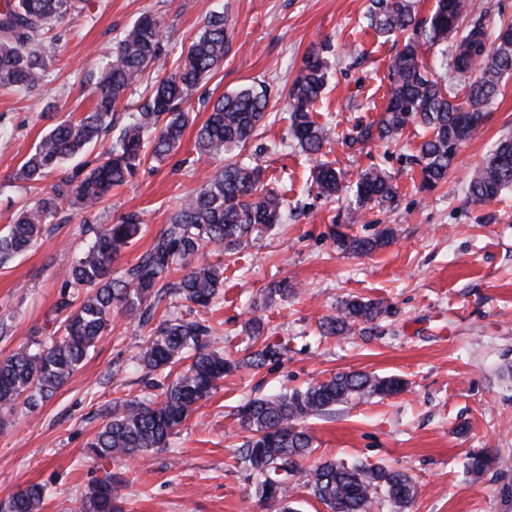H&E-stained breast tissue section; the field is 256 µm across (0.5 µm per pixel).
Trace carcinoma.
<instances>
[{
  "label": "carcinoma",
  "instance_id": "cac0c4a2",
  "mask_svg": "<svg viewBox=\"0 0 512 512\" xmlns=\"http://www.w3.org/2000/svg\"><path fill=\"white\" fill-rule=\"evenodd\" d=\"M75 8V0H0V87L34 90L45 77V59L39 36L45 26ZM472 9V0H437L426 20H417L412 0H369L367 27L383 37L403 41L392 65L393 85L383 115L351 138L364 144L385 140L417 123L431 131L419 148L423 185L432 188L448 178L457 151L484 123L500 92L501 79L512 74V23L502 26L495 38L482 28L459 34L460 21ZM228 16L217 10L206 13L200 34L181 48L176 70L155 86L152 94L132 114L131 121L92 162H84L31 207L18 211L0 234V264L37 245L46 225L64 207L89 210L113 188L131 182L151 155L164 159L181 146L190 113L181 104L190 99L224 60ZM159 24L143 15L123 34L113 56L95 76L96 106L77 120H60L45 133L13 175L30 184L64 167L96 146L112 130L115 104L150 66L159 51ZM459 35L452 54L441 52L448 73L467 81L468 95L462 102L448 99L442 84L424 60L426 51ZM329 64L322 51L313 49L288 94L289 130L306 153L315 155L331 142V129L314 120L316 102L324 94ZM269 91L264 85H247L216 99L206 121L198 127L195 147L200 154L219 155L246 147L266 117ZM317 194L326 198L355 197V212L382 205L396 194L392 178L371 168L348 185L341 171L321 163L313 173ZM512 189V137L501 140L468 184V196L478 204L494 202ZM283 198L267 188L258 164L230 161L211 175L201 189L179 205L170 224L143 252L137 262L116 276L112 263L142 231L137 214L118 224H109L94 234L88 248L64 275V287L84 291L75 305L61 303L66 311L49 339L14 350L0 358V425L20 404L36 406L50 399L80 368L98 339L112 326L115 312L145 326L154 316L151 297L157 286L165 294L206 309L224 284V267L191 265L206 246L235 251L254 233L281 223ZM334 243L350 255H364L387 246L392 231L381 229L358 237L333 231ZM189 267L177 282H167L176 266ZM392 314L379 301L356 297L340 301L333 314L318 324L322 336L350 334L366 324L378 332L380 321ZM212 327L203 318L163 317L143 340L136 361L145 375L172 369L189 360L162 390L146 399L127 400L115 406L89 443L98 461L110 462L169 447L170 440L195 406L211 396L224 375L242 368L259 369L281 357V347L268 341L261 319L250 322L253 349L235 361L214 348ZM407 381L377 377L361 371L340 372L333 377L287 389L272 397L249 398L240 405L236 420L251 433L241 454L255 493L264 501L283 502L295 489V476L328 512H374L387 502L405 512L417 493L412 478L400 470L341 460H317L305 465L314 452L311 436L302 423L332 407L355 400L387 397L405 390ZM501 464L488 452L467 458L469 474L479 478ZM47 487L32 483L0 501V512H41ZM78 512H117L112 494V472L102 469L79 502Z\"/></svg>",
  "mask_w": 512,
  "mask_h": 512
}]
</instances>
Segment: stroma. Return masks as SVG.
Here are the masks:
<instances>
[{
	"label": "stroma",
	"instance_id": "stroma-1",
	"mask_svg": "<svg viewBox=\"0 0 512 512\" xmlns=\"http://www.w3.org/2000/svg\"><path fill=\"white\" fill-rule=\"evenodd\" d=\"M368 0H81L78 11L55 22L42 42L45 79L31 93L0 89V232L22 205L34 204L58 182L55 171L38 183L12 175L47 132L40 112L53 104L55 120L77 119L95 103L91 74L112 58L124 31L141 15L157 19L161 53L118 103L127 121L149 97L156 79L170 75L182 46L201 31L208 10L231 21L221 66L191 96V122L178 151L148 159L128 186L114 189L95 209L70 207L47 226L39 245L0 266V358L41 340L57 327L56 305L64 272L92 238V228L140 213L144 229L114 263L124 272L164 230L181 201L197 192L223 158L200 156L197 128L222 94L266 83L268 115L245 152L265 167L270 189L288 216L244 248L228 253L205 247L197 262L224 267L205 319L218 347L240 358L249 343L248 321L262 318L280 361L225 376L197 406L169 447L111 462L113 494L121 512H281L261 501L238 463L246 440L235 419L250 397L364 371L396 375L405 391L336 407L308 419L316 457L399 469L417 494L408 512H512V193L480 205L467 194L470 175L500 139L512 136V75L478 132L459 149L446 183L422 184L416 163L426 137L408 126L389 140L349 145L356 131L378 121L390 87L396 47L362 23ZM327 45L329 80L314 111L334 138L320 154L301 150L288 133L286 101L306 53ZM329 162L348 182L376 166L397 188L395 199L352 222L349 199L317 196L315 166ZM370 235L394 231L388 246L351 256L334 243L332 229ZM291 292L270 298L271 281ZM356 295L392 308L378 336L319 334V320ZM144 329L114 316L110 331L85 364L38 408L19 407L0 427V500L31 483L48 497L41 512H71L100 474L86 453L114 403L150 395L135 363ZM482 450L504 461L475 479L466 474L469 453Z\"/></svg>",
	"mask_w": 512,
	"mask_h": 512
}]
</instances>
